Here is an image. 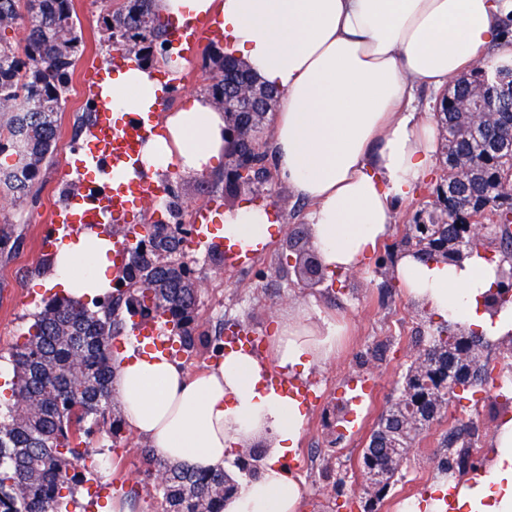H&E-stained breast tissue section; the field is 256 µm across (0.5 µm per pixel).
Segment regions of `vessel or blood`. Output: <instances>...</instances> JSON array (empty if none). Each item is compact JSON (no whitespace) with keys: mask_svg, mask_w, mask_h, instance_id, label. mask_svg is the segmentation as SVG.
Here are the masks:
<instances>
[{"mask_svg":"<svg viewBox=\"0 0 512 512\" xmlns=\"http://www.w3.org/2000/svg\"><path fill=\"white\" fill-rule=\"evenodd\" d=\"M173 40L189 57L204 42L224 37L214 19L184 23L174 29ZM99 110L89 149L75 164L64 165L63 181L79 185L66 204L50 210L39 237L41 250H52L60 238L90 227L106 230L126 222L135 205L162 196L163 187L142 165V152L157 124L156 112H125L114 116L107 99H99Z\"/></svg>","mask_w":512,"mask_h":512,"instance_id":"1","label":"vessel or blood"}]
</instances>
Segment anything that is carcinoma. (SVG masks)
<instances>
[{
    "label": "carcinoma",
    "mask_w": 512,
    "mask_h": 512,
    "mask_svg": "<svg viewBox=\"0 0 512 512\" xmlns=\"http://www.w3.org/2000/svg\"><path fill=\"white\" fill-rule=\"evenodd\" d=\"M73 0H0V31L20 28L22 41L0 37V156L13 158L0 166V192L17 205L28 203L41 172L58 150V113L64 111L69 82L83 52ZM106 41L123 54L148 60L168 42L154 0H124L114 11L104 5ZM215 68L208 94L220 108L231 94L242 95L255 81L234 58L219 50L208 55ZM502 59L475 67L468 84L457 89L455 103L441 98L436 117L443 130L448 197L437 201L428 223L413 226L403 248L431 257L429 239L460 236L462 225H490L487 237L474 236L476 246L499 253L512 263V193L486 195L489 181L512 185V153L495 152L489 139L512 131V98L499 95L512 72L500 69ZM154 248L133 246L115 277L105 302L67 298L49 302L34 315L29 338L11 353L15 374L12 401L0 402V512H69L76 487L97 472L98 450L90 437L106 431L119 438L122 414L112 392V339L127 325L154 320L170 327L179 350L192 357L202 347L219 353L223 337L197 333L198 288L180 260L186 231L179 224H144ZM463 352H448V339L433 337L431 363L410 362L402 376L406 394L418 400L422 413L436 420L455 383L467 379L462 391L490 379L484 358L485 338L474 331ZM471 442L456 432L448 454L456 470L476 468ZM144 485L159 512H220L224 497L239 483L224 470L199 471L187 463L154 459L150 447L139 446ZM265 449L243 448L237 468L257 472ZM362 469L383 476L384 486L366 490L365 512H376L402 471L382 453L361 455Z\"/></svg>",
    "instance_id": "obj_1"
}]
</instances>
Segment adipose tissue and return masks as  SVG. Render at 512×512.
I'll use <instances>...</instances> for the list:
<instances>
[{"label":"adipose tissue","mask_w":512,"mask_h":512,"mask_svg":"<svg viewBox=\"0 0 512 512\" xmlns=\"http://www.w3.org/2000/svg\"><path fill=\"white\" fill-rule=\"evenodd\" d=\"M163 17L186 22L217 16L224 51L280 95L270 142L276 170L309 200L308 237L325 272L366 267L390 235L399 203L413 199L431 173L440 128L421 111L419 88L439 91L502 43L512 0H156ZM149 65L113 67L103 93L116 112H146L158 101ZM165 133L150 138L146 169L211 171L222 158L227 118L204 95L170 113ZM272 208L245 203L225 211L218 231L228 243L256 249L275 232ZM112 242L94 229L58 244L50 283L89 300L111 289ZM497 262L473 251L458 262L401 254L392 274L407 298L431 315L499 342L512 335V303L488 309ZM342 327L301 306L283 317L269 361L228 352L191 376L178 363L135 348L113 361L112 388L127 429L155 457L203 471L225 467L241 448L259 445L258 472L226 496L222 512H298L304 494L282 465L301 438V402L267 385L270 367L304 373L329 362ZM408 512H512V418L493 432L487 474L461 483Z\"/></svg>","instance_id":"1"}]
</instances>
